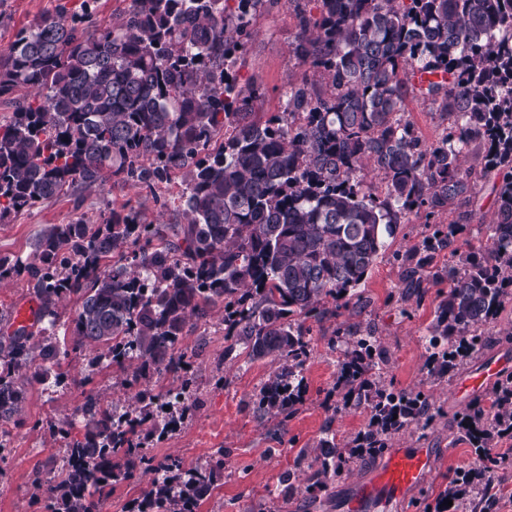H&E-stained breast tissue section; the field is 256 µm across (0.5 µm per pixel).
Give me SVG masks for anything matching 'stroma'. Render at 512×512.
Listing matches in <instances>:
<instances>
[{
  "label": "stroma",
  "mask_w": 512,
  "mask_h": 512,
  "mask_svg": "<svg viewBox=\"0 0 512 512\" xmlns=\"http://www.w3.org/2000/svg\"><path fill=\"white\" fill-rule=\"evenodd\" d=\"M82 0H0V49L7 47L15 33L34 24L41 17L55 14L59 6L77 10ZM278 5L261 13L252 25L253 33L241 61V80H251L264 89L257 102L259 112L284 109L289 83L299 82L305 68L293 56L291 44L297 36L298 6ZM140 200L135 189L105 183L86 195L82 204L62 197L46 203L37 211L10 217L0 224V256L30 258L33 243L45 227L65 224L75 212L97 218L107 207ZM493 209V198L486 184H479L476 200L456 203L443 211L441 222L463 225L456 245L460 250H480L486 237L478 230L483 217ZM423 229L418 218L399 224L394 238L388 239L361 287L367 300L360 321L375 327L384 353L379 360L386 381L396 388H425L429 398L445 412L434 427L418 429L396 440L399 448H432L437 456L426 484L408 498L402 512H427L436 504L437 495L460 469L476 460L468 442L459 432L455 415L473 402H489V391L464 397L457 383L465 375L480 370L484 360H500L504 372H512V344L490 340L473 359L449 378L437 380L427 373L429 352L425 336L433 322L440 296L447 284L432 283L425 295L408 308H401L395 295L400 287V269L392 254L414 241ZM347 313L313 325L307 340L310 355L303 371L304 396L298 412L287 424L257 417L252 403L273 369L270 361H248L245 352L229 351L224 334L221 309H214L207 321L195 323L184 339L187 375L191 379L193 399L188 402L181 423L162 438L148 444L157 458H174L183 467L205 466L215 449L224 451V470L214 476L210 494L198 512H341L354 486L379 464L378 459L350 462L342 473L328 480L320 491L306 490L308 467H295L299 449L312 446L325 431H332L339 443H347L363 427L364 408L337 409L329 397L336 391L341 354L330 339ZM67 378L59 383L26 382L25 416L38 422V429L0 426L8 454L0 461V512H30L29 504L38 485L56 473L65 448L53 440L51 430L62 419L82 427L80 408L87 395L107 394L113 401L126 402L130 392L111 369L99 371L92 383H84L85 356L70 353L65 360ZM223 386H216V378ZM293 472L296 491L282 495V476ZM493 499L476 498L475 512H512V450L502 458L492 479Z\"/></svg>",
  "instance_id": "1"
}]
</instances>
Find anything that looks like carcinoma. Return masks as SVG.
I'll use <instances>...</instances> for the list:
<instances>
[{
	"label": "carcinoma",
	"instance_id": "1",
	"mask_svg": "<svg viewBox=\"0 0 512 512\" xmlns=\"http://www.w3.org/2000/svg\"><path fill=\"white\" fill-rule=\"evenodd\" d=\"M98 0L60 8L20 29L0 50V222L110 179L157 199L181 178L174 221L157 224L142 206L79 214L39 236L32 258L0 257V281L24 276L39 301L29 326L0 333V421L27 425L22 380L64 377L68 355L40 326L59 305L78 302L72 350L85 354L90 383L115 363L132 392L126 420L97 393L82 407L84 433L69 420L63 468L37 489L40 512H99L112 487L159 475L140 512H197L207 473L145 451L177 424L189 382L182 343L192 319L219 306L224 331L252 361L279 367L253 412L285 423L298 412L296 388L308 360V320L359 307L356 291L410 213L424 231L395 252L405 292L448 282L428 328L431 374L455 372L485 343L512 299V0H318L299 12L291 52L325 84L292 83L284 110L255 111L264 96L239 81L251 20L277 0H130L116 22L93 23ZM26 93H21V90ZM438 114L432 142L403 118L408 93ZM482 151L480 177L463 167ZM386 186L364 188L367 175ZM491 182L494 208L483 252L436 258L460 225L436 222L457 200ZM339 377L351 405L368 411L351 441L377 456L393 440L443 416L421 390H399L375 371L374 330L339 327ZM493 436L512 424V373L500 375L489 406L459 413ZM306 489L321 488L342 462L336 436L318 442Z\"/></svg>",
	"mask_w": 512,
	"mask_h": 512
}]
</instances>
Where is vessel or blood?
Listing matches in <instances>:
<instances>
[{"label": "vessel or blood", "instance_id": "obj_1", "mask_svg": "<svg viewBox=\"0 0 512 512\" xmlns=\"http://www.w3.org/2000/svg\"><path fill=\"white\" fill-rule=\"evenodd\" d=\"M497 364L488 363L481 372L461 379L458 390L474 393L490 388L497 377ZM435 453L430 448H397L355 489L346 503L347 512H388L421 487L431 470Z\"/></svg>", "mask_w": 512, "mask_h": 512}]
</instances>
